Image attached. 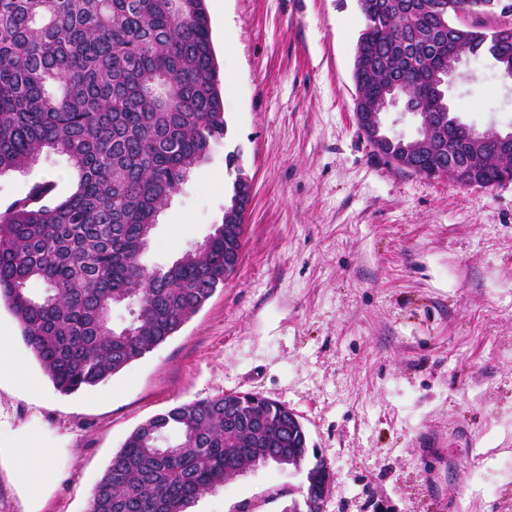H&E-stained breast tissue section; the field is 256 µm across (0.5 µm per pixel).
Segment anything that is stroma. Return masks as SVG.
<instances>
[{
    "label": "stroma",
    "mask_w": 512,
    "mask_h": 512,
    "mask_svg": "<svg viewBox=\"0 0 512 512\" xmlns=\"http://www.w3.org/2000/svg\"><path fill=\"white\" fill-rule=\"evenodd\" d=\"M226 142L162 208L149 268L222 223L237 173L252 181L236 272L172 337L97 386L59 393L0 325L26 381L0 378V512H28L15 451L52 461L39 512H89L129 434L175 405L257 393L292 410L333 480L324 512H512V182L426 178L378 154L354 116L357 0H205ZM462 121L512 131V80L487 54L448 86ZM240 167L227 168V152ZM76 176L43 152L0 175V209ZM303 475L231 479L194 512H230Z\"/></svg>",
    "instance_id": "obj_1"
}]
</instances>
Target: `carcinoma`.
I'll return each instance as SVG.
<instances>
[{
  "instance_id": "cac0c4a2",
  "label": "carcinoma",
  "mask_w": 512,
  "mask_h": 512,
  "mask_svg": "<svg viewBox=\"0 0 512 512\" xmlns=\"http://www.w3.org/2000/svg\"><path fill=\"white\" fill-rule=\"evenodd\" d=\"M366 21L352 77L361 112L389 89L424 94L448 70V50L488 53L512 67V42H485L482 19L512 13V0H357ZM205 0H0V174L23 171L49 150L67 158L76 190L57 200L35 184L0 212V305L63 394L95 386L173 336L224 287V255L239 244L218 224L165 269L140 263L154 218L226 139ZM450 127L448 100L429 96ZM456 149L415 144L420 169L448 173ZM40 282L36 295L31 284ZM132 319L112 327V307ZM178 438L166 446L171 432ZM274 459L322 473L295 414L257 394L175 405L128 436L95 486L90 512H191L225 481Z\"/></svg>"
}]
</instances>
